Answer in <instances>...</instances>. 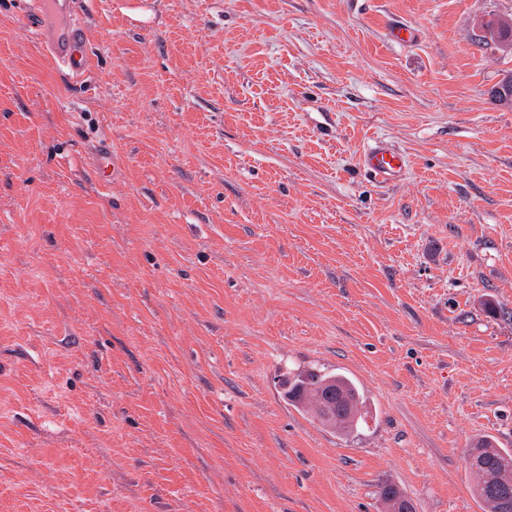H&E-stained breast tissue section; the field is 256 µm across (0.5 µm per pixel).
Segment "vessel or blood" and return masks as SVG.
Listing matches in <instances>:
<instances>
[{"label":"vessel or blood","instance_id":"b4317fda","mask_svg":"<svg viewBox=\"0 0 512 512\" xmlns=\"http://www.w3.org/2000/svg\"><path fill=\"white\" fill-rule=\"evenodd\" d=\"M22 17L38 35L58 70L72 79L88 70L84 28L74 0H30ZM361 166L379 183L390 184L403 178L408 161L394 145L383 138L373 141L360 157Z\"/></svg>","mask_w":512,"mask_h":512}]
</instances>
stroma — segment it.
<instances>
[{"instance_id": "obj_1", "label": "stroma", "mask_w": 512, "mask_h": 512, "mask_svg": "<svg viewBox=\"0 0 512 512\" xmlns=\"http://www.w3.org/2000/svg\"><path fill=\"white\" fill-rule=\"evenodd\" d=\"M0 0V512H488L512 449V0ZM417 39L402 45L390 30ZM383 136L395 184L359 166ZM353 380L351 434L288 404ZM22 17L27 27L39 36L41 44L58 70L74 80L88 70L84 27L73 0H30ZM65 18L66 24L53 31L48 19ZM467 451L477 497L490 512H512V451L489 438L475 440Z\"/></svg>"}]
</instances>
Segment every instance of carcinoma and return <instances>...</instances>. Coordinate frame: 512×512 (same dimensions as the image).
<instances>
[{
    "instance_id": "cac0c4a2",
    "label": "carcinoma",
    "mask_w": 512,
    "mask_h": 512,
    "mask_svg": "<svg viewBox=\"0 0 512 512\" xmlns=\"http://www.w3.org/2000/svg\"><path fill=\"white\" fill-rule=\"evenodd\" d=\"M285 397L323 426L327 416L334 417L339 432H351L360 416L359 390L340 374L304 370L288 379ZM467 459L477 497L490 512H512V451L480 438L468 448Z\"/></svg>"
}]
</instances>
